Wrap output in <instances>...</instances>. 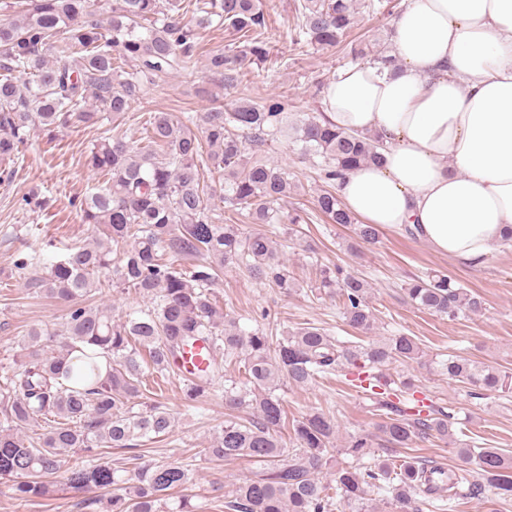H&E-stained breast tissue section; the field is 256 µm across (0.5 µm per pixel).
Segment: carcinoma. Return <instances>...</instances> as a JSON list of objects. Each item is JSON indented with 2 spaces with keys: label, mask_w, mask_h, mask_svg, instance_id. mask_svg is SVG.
I'll list each match as a JSON object with an SVG mask.
<instances>
[{
  "label": "carcinoma",
  "mask_w": 512,
  "mask_h": 512,
  "mask_svg": "<svg viewBox=\"0 0 512 512\" xmlns=\"http://www.w3.org/2000/svg\"><path fill=\"white\" fill-rule=\"evenodd\" d=\"M374 0H298L296 40L334 47L358 26ZM227 25L244 45L204 50L198 30ZM266 25L262 0H112L102 16L90 0H0V163H16L29 132L39 127H89L109 118L119 123L156 80L193 67L200 56L220 77L222 88L240 85L247 60L268 58L261 39ZM351 54L384 65L385 50L354 47ZM288 126V102H256L238 97L230 107L213 106L181 118L151 112L144 137L130 141L118 132L94 143L88 165L103 178L80 201L83 221L100 227L86 245H74L43 267L30 285L71 303L63 341L31 328L18 341L16 368L0 381V482L19 499L52 492L50 478L70 451L97 455L100 448H129L139 439L167 436L174 415L158 401H144L145 370L173 371L174 361L191 344L207 346L206 368L185 380L184 399L199 403L224 384L231 410L248 417L224 416L209 446L210 459H247L262 464L236 484L227 512H369V495L391 492L397 503L422 512L426 505L449 512L461 493L478 495L484 484L512 499V457L471 441L452 448L458 460L446 469L407 461L393 471L365 462L373 443L352 435L333 449L338 422L312 411L293 425L295 447H287L288 428L279 381L296 387L328 374L352 375V386L366 393L383 416L384 442L406 448L418 439L453 436V410L400 407L412 380L383 372L389 364L422 357L420 343L397 334L365 346L346 345L315 324L305 323L274 339L272 329L245 331L217 304L214 288L224 267L233 264L261 283L286 294L297 288L278 249L276 232L260 226L304 222L300 211L278 204L297 188L288 167L262 156ZM305 157H319L318 177L326 188L316 195L317 210L332 223L354 227L348 250L374 243L379 228L359 224L336 196L341 172L381 162L371 135L352 136L336 129L323 113L292 127ZM259 228L224 223V210ZM133 289L151 306L114 319L112 309L82 300L105 286ZM316 288L338 292L342 316L353 328L373 330L370 285L341 265L322 266ZM418 308L450 320L477 316L483 298L456 285L443 273L418 277L404 288ZM238 365L239 380L225 378L222 364ZM448 380L469 386V395L512 393V372L480 365L453 352L436 362ZM38 418L45 432L27 436L21 428ZM336 484L319 474L334 455ZM191 480L181 462L146 464L134 476L109 461L67 469L64 487L110 494L109 512H163L171 494ZM426 493L424 501L417 495Z\"/></svg>",
  "instance_id": "obj_1"
}]
</instances>
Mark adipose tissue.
<instances>
[{"label": "adipose tissue", "instance_id": "1", "mask_svg": "<svg viewBox=\"0 0 512 512\" xmlns=\"http://www.w3.org/2000/svg\"><path fill=\"white\" fill-rule=\"evenodd\" d=\"M390 41L396 66L345 65L324 94L337 129L373 135L383 156L336 194L365 223L480 267L512 236V0H404Z\"/></svg>", "mask_w": 512, "mask_h": 512}]
</instances>
